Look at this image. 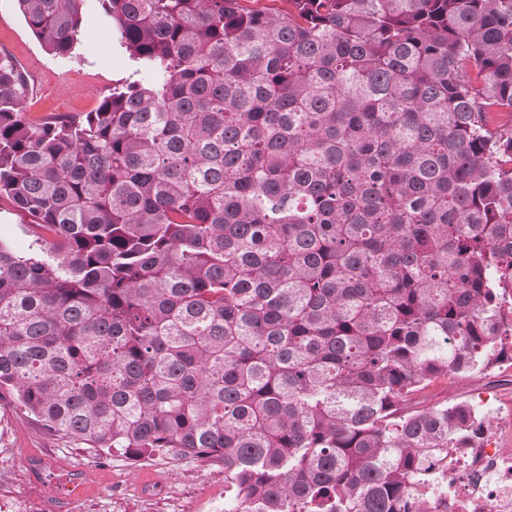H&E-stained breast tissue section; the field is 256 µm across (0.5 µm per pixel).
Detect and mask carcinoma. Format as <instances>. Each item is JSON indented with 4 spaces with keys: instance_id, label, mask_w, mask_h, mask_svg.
Listing matches in <instances>:
<instances>
[{
    "instance_id": "obj_1",
    "label": "carcinoma",
    "mask_w": 512,
    "mask_h": 512,
    "mask_svg": "<svg viewBox=\"0 0 512 512\" xmlns=\"http://www.w3.org/2000/svg\"><path fill=\"white\" fill-rule=\"evenodd\" d=\"M71 54L83 0H17ZM101 0L150 81L24 115L0 56V404L140 461L224 465V512H446L424 404L504 350L512 0ZM30 218L16 211L5 200L0 201V238L20 250L27 249L34 237L29 226Z\"/></svg>"
}]
</instances>
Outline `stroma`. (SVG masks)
Listing matches in <instances>:
<instances>
[{"mask_svg":"<svg viewBox=\"0 0 512 512\" xmlns=\"http://www.w3.org/2000/svg\"><path fill=\"white\" fill-rule=\"evenodd\" d=\"M1 54L28 74L25 115L30 119L93 111L135 70L99 0H84V33L64 58L44 49L16 0H0ZM40 453L51 455L60 473L81 474L78 510L61 499L52 479L25 468L24 457ZM4 484L30 493L36 512H224L222 464L168 455L134 462L117 450L97 453L49 433L12 404L0 405V486Z\"/></svg>","mask_w":512,"mask_h":512,"instance_id":"stroma-1","label":"stroma"}]
</instances>
